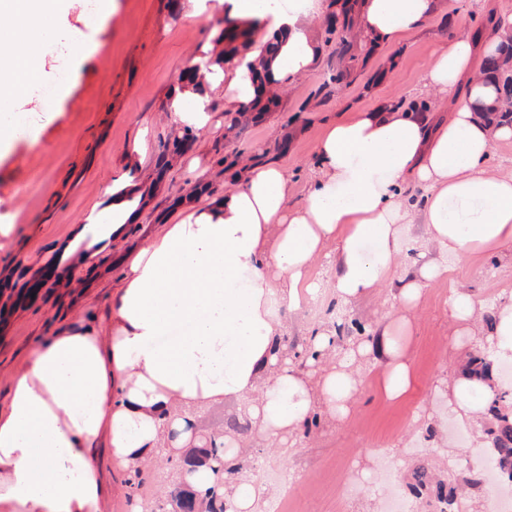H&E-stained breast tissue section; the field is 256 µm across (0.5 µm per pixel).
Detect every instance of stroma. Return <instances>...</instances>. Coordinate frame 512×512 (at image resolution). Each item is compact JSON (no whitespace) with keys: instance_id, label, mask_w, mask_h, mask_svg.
Here are the masks:
<instances>
[{"instance_id":"stroma-1","label":"stroma","mask_w":512,"mask_h":512,"mask_svg":"<svg viewBox=\"0 0 512 512\" xmlns=\"http://www.w3.org/2000/svg\"><path fill=\"white\" fill-rule=\"evenodd\" d=\"M112 2L111 13L96 21L87 18L82 0H72L66 23L88 52L61 82L55 76L58 53L69 44L61 37L43 44L55 105L45 109L26 96L13 110L31 115L32 135L0 146V404L40 341L58 326L110 305L125 257L167 223L176 198L193 195L199 184L209 195L223 194L225 160L245 165L256 156L280 165L288 174L290 204L300 203L328 123L397 103L414 89L429 105L430 119H438L439 102L422 88L434 52L457 27L478 28L490 6L512 12V0H438L425 27L359 56L347 84L327 96L319 87L336 66V45L328 41L324 21H316L314 69L281 80L275 112L229 130L233 112L223 86L205 85L182 109L208 112L212 119L195 131L191 150L163 171L158 163L164 146L180 134L172 106L179 77L202 54L218 53L214 40L233 0H208V11L200 15L190 0ZM390 58L394 67L376 80ZM123 189L136 199L137 222L100 253L81 245L63 256L61 246L73 226L102 215L110 192ZM87 226L89 236L100 234V226ZM440 262L445 274L423 283L410 310L397 300L395 282L347 305L328 292L310 310L279 308L286 357L300 351L308 328L319 322L345 324L354 348L363 335L389 328L399 335L412 375L408 394L388 400L382 365L374 355H356L352 368L361 385L347 418L322 411L317 426L290 436L284 448L268 444L254 429L236 434L243 470L274 472L267 488L273 497L287 495L292 512H387L391 488L405 487L417 467L456 485L483 468L484 423L460 421L448 413L443 397L491 330L481 320L473 335L458 334L448 301L458 287L469 289L488 310L511 298L512 246L492 256H444ZM36 281L42 284L36 298H26ZM91 462L107 488L105 512H129L127 472L103 451Z\"/></svg>"}]
</instances>
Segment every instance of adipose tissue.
I'll list each match as a JSON object with an SVG mask.
<instances>
[{
	"label": "adipose tissue",
	"instance_id": "adipose-tissue-1",
	"mask_svg": "<svg viewBox=\"0 0 512 512\" xmlns=\"http://www.w3.org/2000/svg\"><path fill=\"white\" fill-rule=\"evenodd\" d=\"M66 0H0V103L16 101L41 77L40 48L58 32ZM435 0H364L360 24L384 42L423 27ZM310 5L290 0L273 13L282 45L273 79L310 71L315 47ZM512 37V13L495 14L480 35L460 30L440 47L424 85L448 106L438 123L417 110L381 108L328 125L307 194L288 204V177L256 166L205 203H182L146 246L130 252L105 322L73 323L38 344L14 375L0 406V512H103V484L90 459L106 444L129 467L161 458L166 428L190 442L185 419L198 404L245 402L253 425L271 444L310 424L318 403L345 417L359 390L348 361L312 387L283 359V326L274 308L293 309L333 290L352 302L384 282H401L398 299L413 308L419 279L439 277L431 253L458 257L512 245V172L494 171L496 144L512 127L487 125L480 104L496 97L483 78L484 59ZM421 189L420 199L403 188ZM420 224L423 238L405 241L401 227ZM424 260L418 279L401 268L404 254ZM334 254L331 282L312 276ZM361 352L384 360V393L403 398L411 372L399 342L382 331ZM448 409L480 414L489 381L458 377ZM226 452L228 512H259L268 490L231 474Z\"/></svg>",
	"mask_w": 512,
	"mask_h": 512
}]
</instances>
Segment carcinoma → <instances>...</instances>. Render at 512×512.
I'll list each match as a JSON object with an SVG mask.
<instances>
[{
  "label": "carcinoma",
  "instance_id": "carcinoma-1",
  "mask_svg": "<svg viewBox=\"0 0 512 512\" xmlns=\"http://www.w3.org/2000/svg\"><path fill=\"white\" fill-rule=\"evenodd\" d=\"M340 11L330 16L326 21V32L336 36V73L330 76V82L338 85L346 81L356 60V51L371 52L375 46L374 40L361 29L358 16L362 0H338ZM228 25L224 26L220 38L224 40V58L216 64L233 63L239 59L240 50H248L255 44V35L261 28V20L255 18L243 22L236 18H227ZM484 77L495 85L496 100L493 104L481 109L484 119L490 125L500 126L512 124V38L502 45L496 55L486 58L482 66ZM251 79L257 94L253 101L238 112L231 125L239 123V116L248 112L257 120L277 106L276 93L267 91L274 83L268 71H251ZM468 372L488 378L497 371V360L478 349L470 357ZM499 386L488 395L486 401V416L490 426L486 430L488 448L487 461L490 469L508 474L512 480V390L504 383V377H498ZM169 471L174 484L170 495L177 498L180 512H224V433L212 432L203 437V443L186 451L180 452L175 458L167 459ZM207 466L213 472L216 483L209 488L205 498L188 484L179 479L180 471L192 470ZM411 495L423 499L431 508V512H444L441 505L448 499L445 491L456 494V489L441 480L434 479L428 472L419 468L413 476V482L408 485Z\"/></svg>",
  "mask_w": 512,
  "mask_h": 512
}]
</instances>
